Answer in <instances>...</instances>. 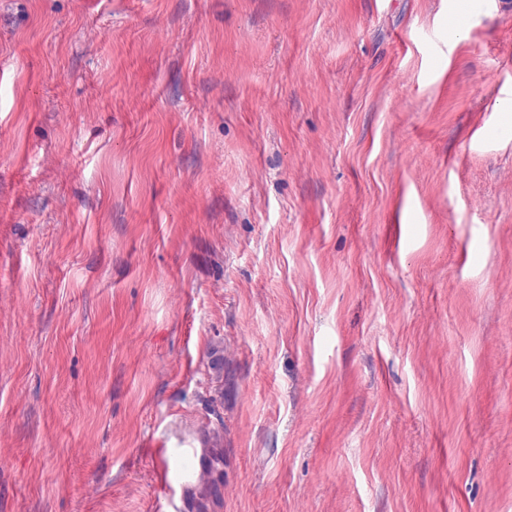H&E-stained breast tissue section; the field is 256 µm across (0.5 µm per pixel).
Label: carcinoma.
Segmentation results:
<instances>
[{
    "label": "carcinoma",
    "instance_id": "cac0c4a2",
    "mask_svg": "<svg viewBox=\"0 0 512 512\" xmlns=\"http://www.w3.org/2000/svg\"><path fill=\"white\" fill-rule=\"evenodd\" d=\"M199 472L185 487L187 512H223L224 423H209L200 429Z\"/></svg>",
    "mask_w": 512,
    "mask_h": 512
}]
</instances>
